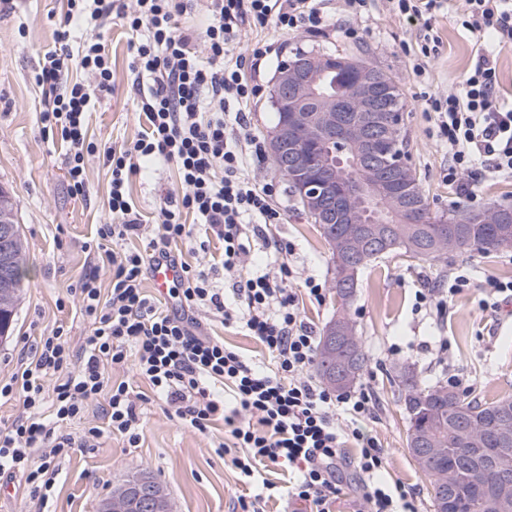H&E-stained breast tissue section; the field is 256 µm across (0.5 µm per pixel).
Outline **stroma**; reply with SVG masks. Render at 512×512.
Segmentation results:
<instances>
[{
  "label": "stroma",
  "instance_id": "1",
  "mask_svg": "<svg viewBox=\"0 0 512 512\" xmlns=\"http://www.w3.org/2000/svg\"><path fill=\"white\" fill-rule=\"evenodd\" d=\"M459 7L458 0H449L447 15L438 22L444 50L430 67L433 87L441 92L457 87L472 59L471 46L457 24ZM60 8V0H0V187L13 196L26 268L12 334L0 341V387L11 383L19 369V353L31 351L43 331L63 327L72 347L83 345L90 326L68 288L95 263L84 244L95 238L98 225L109 220L102 207L108 191L105 169L89 161L91 200L72 198L63 162L65 150L42 133L38 122L40 91L31 80V70L37 51L53 43ZM360 32V39L354 41L337 31L313 36L270 26L243 38L237 49L247 51L262 39L280 44L286 57L298 48L370 52L403 90L408 156L431 211L457 207L454 188L440 176L448 152L434 135L433 120L422 110L420 86L412 80L402 51L403 45L414 42L416 27L389 13L385 0H374ZM103 36L112 53L113 90L97 105L90 134L95 140L119 144L132 140L139 130L128 69L130 55L120 26L105 29ZM251 173L258 182L279 184L288 201L286 221L275 233L294 245V287H302L310 275L330 282L329 247L287 180L267 158L252 164ZM176 182L175 169L153 168L134 177L131 198L143 213H151ZM461 263L470 265L472 283L448 298L443 310L414 311L419 278L441 280V266L406 255L386 257L368 266L360 275L357 299L349 309L369 357L360 382L373 393L379 408L370 428L386 457L382 477L412 489L421 512H433L431 486L407 450V421L394 381L397 368L413 365L419 376L432 381L447 380L452 374L463 376L470 384L466 392L470 398L493 401L512 395V316L482 307L488 279L512 280V250L452 253L446 265L452 268ZM106 372L114 380L127 381L144 398V430L137 445L108 435L97 447L76 449L59 464L56 484L44 506L31 499L21 473L2 475L0 512H96L100 499L143 472L163 486L175 512H239L240 496L262 492L263 481L244 485L229 457L216 454V446L226 440L223 421L214 422L208 434H198L161 411L152 400L148 380L131 365H110Z\"/></svg>",
  "mask_w": 512,
  "mask_h": 512
}]
</instances>
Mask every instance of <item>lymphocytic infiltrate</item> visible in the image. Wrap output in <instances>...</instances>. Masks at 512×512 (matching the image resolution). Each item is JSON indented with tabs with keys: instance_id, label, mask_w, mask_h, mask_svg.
<instances>
[{
	"instance_id": "1",
	"label": "lymphocytic infiltrate",
	"mask_w": 512,
	"mask_h": 512,
	"mask_svg": "<svg viewBox=\"0 0 512 512\" xmlns=\"http://www.w3.org/2000/svg\"><path fill=\"white\" fill-rule=\"evenodd\" d=\"M53 46L39 54L32 78L41 93L39 121L66 148L68 190L86 199V166L97 157L110 175L106 207L93 245L107 262L93 266L69 293L77 301L90 334L73 350L63 328L41 337L22 362L14 385L0 388V399L20 397L22 413L0 427V474L22 473L32 497L46 501L57 460L75 448L95 447L104 434L136 444L142 433L140 397L127 382L110 381L105 364L132 365L146 378L170 417L208 434L223 415L230 455L243 483L258 467L294 465L299 475L288 486L265 483L264 493L239 498L240 512H265L268 501L286 496L310 512H334L344 465L358 482L356 512H417L401 483L382 479L384 452L365 428L375 416L367 388L335 393L311 375L319 340L299 308L300 296L325 300L324 283L305 280L303 292L291 286L293 247L272 233L286 207L273 183L250 177L251 160L264 157L265 141L247 115L260 98L261 74L273 48L256 42L250 52H233L247 29L275 24L284 29L321 32L334 20L325 0H65ZM391 13L417 26L414 48L406 49L422 91L424 111L433 113L436 138L448 151L443 179L464 202L477 199L461 176L483 166L512 179V104L500 94L498 59L485 45L487 34L512 44V0H465L461 26L475 48V62L459 89H431L429 70L442 40L437 22L448 0H387ZM203 8L204 28L179 25L186 11ZM119 22L128 35L132 88L144 125L129 142L97 143L88 137L92 109L112 91V56L101 31ZM87 37L71 47V23ZM173 165L178 191L168 194L145 223L129 187L146 163ZM193 223H186V216ZM224 245L222 268L233 296L183 254L210 239ZM260 242L265 265L248 275L249 241ZM175 269L163 306L144 283L159 266ZM108 289H101V278ZM244 323L266 353L267 362L245 359L214 339L204 320ZM56 376L46 390L47 376ZM106 397L105 425L85 426L81 434L64 427L80 421L89 404ZM42 462L32 466L33 450Z\"/></svg>"
}]
</instances>
